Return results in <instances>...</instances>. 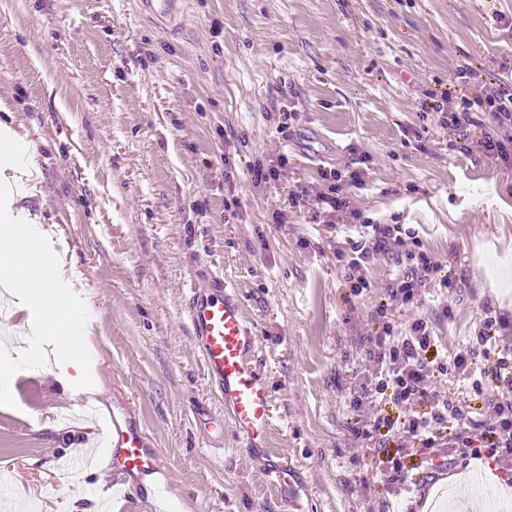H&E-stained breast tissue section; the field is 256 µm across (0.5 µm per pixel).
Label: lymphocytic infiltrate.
<instances>
[{
  "mask_svg": "<svg viewBox=\"0 0 512 512\" xmlns=\"http://www.w3.org/2000/svg\"><path fill=\"white\" fill-rule=\"evenodd\" d=\"M457 77L476 93L457 101L444 94L433 105L441 124L459 139L475 140L488 159L512 166V91L480 82L469 68L458 70ZM478 112L487 113L492 128L475 139L471 129ZM367 162L363 156L341 169H321L325 189L316 197L295 191L288 195L290 209L313 206L324 217L370 230V240L347 239L336 252L353 296L372 286L366 274L371 252L396 253L408 261L407 271L388 286L386 301L376 307L381 318L377 329L361 339L365 360L350 403L353 434L371 455L377 474L391 485L414 486L415 475L441 474L449 459L458 456L494 461L499 471L512 476V321L503 315L484 317L473 342L448 352L440 349L426 319L405 327L386 320L389 305L415 304L431 282L449 288L453 281L426 252L408 247L401 225L375 223L352 206L347 190L364 185ZM448 376L472 380L482 392L479 405L443 389ZM390 405L396 415L387 414Z\"/></svg>",
  "mask_w": 512,
  "mask_h": 512,
  "instance_id": "obj_1",
  "label": "lymphocytic infiltrate"
}]
</instances>
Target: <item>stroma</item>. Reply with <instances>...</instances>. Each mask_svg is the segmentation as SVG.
<instances>
[{"mask_svg": "<svg viewBox=\"0 0 512 512\" xmlns=\"http://www.w3.org/2000/svg\"><path fill=\"white\" fill-rule=\"evenodd\" d=\"M135 0H0V179L24 187L12 216L48 236L90 310L95 417L61 424L74 386L53 366L18 371L0 406V512H284L208 385L185 314L220 268L256 336L272 396L269 448L294 474L304 512H382L433 492L482 512L512 505L494 465L397 495L351 433L359 338L405 262L368 264L353 296L336 246L346 224L286 209L322 189L319 170L370 158L355 208L415 231L455 279L428 302L448 348L485 307L512 317V168L450 147L423 101L457 68L512 79V0H189L177 29ZM279 180L251 169L279 157ZM447 299L443 318L434 299ZM130 416L166 473L129 498L112 488L101 422ZM88 459L79 477L68 459Z\"/></svg>", "mask_w": 512, "mask_h": 512, "instance_id": "obj_1", "label": "stroma"}]
</instances>
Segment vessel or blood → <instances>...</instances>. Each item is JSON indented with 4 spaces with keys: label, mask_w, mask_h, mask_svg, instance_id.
Returning <instances> with one entry per match:
<instances>
[{
    "label": "vessel or blood",
    "mask_w": 512,
    "mask_h": 512,
    "mask_svg": "<svg viewBox=\"0 0 512 512\" xmlns=\"http://www.w3.org/2000/svg\"><path fill=\"white\" fill-rule=\"evenodd\" d=\"M138 4L153 21L177 27L183 23L187 0H138ZM186 313L208 382L222 399L224 414L239 440L249 452L262 457L261 470L272 485H289L287 462L270 458L271 394L254 363V332L223 272H211L206 287L192 289ZM104 440L119 488L139 485L159 472L160 451L151 446L139 426L112 418Z\"/></svg>",
    "instance_id": "1"
}]
</instances>
